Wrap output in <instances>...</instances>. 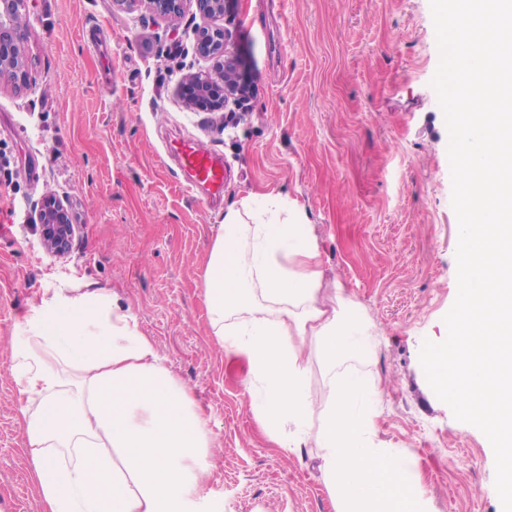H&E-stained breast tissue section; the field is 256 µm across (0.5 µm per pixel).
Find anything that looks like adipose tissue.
<instances>
[{"label": "adipose tissue", "instance_id": "1", "mask_svg": "<svg viewBox=\"0 0 512 512\" xmlns=\"http://www.w3.org/2000/svg\"><path fill=\"white\" fill-rule=\"evenodd\" d=\"M318 236L298 203L226 206L201 278L211 334L247 357L255 415L287 452L315 446L335 512H432L406 455L379 439V382L358 368L372 324L325 297ZM9 371L39 512H221L203 485L216 434L131 306L98 290L45 292L16 324ZM332 398L317 410L314 364Z\"/></svg>", "mask_w": 512, "mask_h": 512}]
</instances>
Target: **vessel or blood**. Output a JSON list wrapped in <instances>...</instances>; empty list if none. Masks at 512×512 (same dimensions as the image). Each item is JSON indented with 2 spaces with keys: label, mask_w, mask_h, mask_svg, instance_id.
Listing matches in <instances>:
<instances>
[{
  "label": "vessel or blood",
  "mask_w": 512,
  "mask_h": 512,
  "mask_svg": "<svg viewBox=\"0 0 512 512\" xmlns=\"http://www.w3.org/2000/svg\"><path fill=\"white\" fill-rule=\"evenodd\" d=\"M172 152L183 171V187L187 194L210 204L223 197V156L204 150L188 140L175 141Z\"/></svg>",
  "instance_id": "b4317fda"
}]
</instances>
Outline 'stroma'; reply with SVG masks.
Listing matches in <instances>:
<instances>
[{"mask_svg": "<svg viewBox=\"0 0 512 512\" xmlns=\"http://www.w3.org/2000/svg\"><path fill=\"white\" fill-rule=\"evenodd\" d=\"M31 13V84L0 85V512H37L8 339L61 285L117 293L194 390L217 433L204 492L224 512H335L314 449L285 452L260 428L249 372L227 373L232 356L201 297L225 204L268 192L305 209L325 281L343 283L375 327L360 368L383 388L380 439L414 460L435 512H502L493 450L420 363L423 342L447 333L459 231L430 0H237L234 44L252 96L228 123L177 93L204 66L189 20L173 35L112 0H32ZM102 40L108 72L89 49ZM182 139L223 155L222 202L184 193L168 149ZM47 193L77 214L62 258L39 239L33 206Z\"/></svg>", "mask_w": 512, "mask_h": 512, "instance_id": "35a3bbf8", "label": "stroma"}]
</instances>
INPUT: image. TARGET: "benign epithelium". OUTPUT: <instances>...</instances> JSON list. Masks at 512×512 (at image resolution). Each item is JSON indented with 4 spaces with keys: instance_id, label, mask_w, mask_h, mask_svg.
I'll list each match as a JSON object with an SVG mask.
<instances>
[{
    "instance_id": "1",
    "label": "benign epithelium",
    "mask_w": 512,
    "mask_h": 512,
    "mask_svg": "<svg viewBox=\"0 0 512 512\" xmlns=\"http://www.w3.org/2000/svg\"><path fill=\"white\" fill-rule=\"evenodd\" d=\"M234 0H113V6L141 21H162L170 33L187 13L199 19L193 28L194 44L208 69L182 75L178 89L186 107L211 111L231 110L247 97L232 32L224 27ZM18 0H0V84L25 88L29 68L25 49L33 28L31 16L17 19ZM39 235L44 250L54 256L70 252L77 231L76 215L65 201L46 196L35 204Z\"/></svg>"
}]
</instances>
